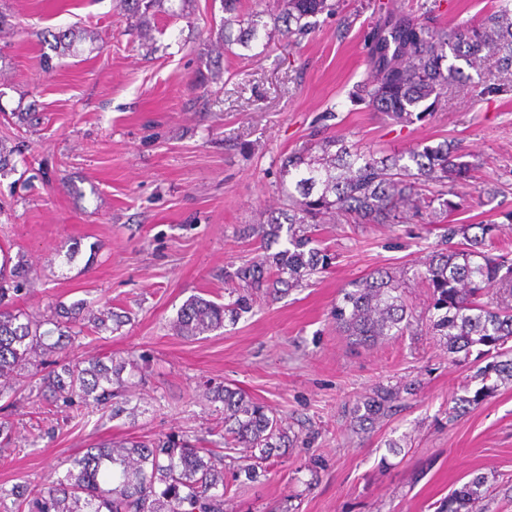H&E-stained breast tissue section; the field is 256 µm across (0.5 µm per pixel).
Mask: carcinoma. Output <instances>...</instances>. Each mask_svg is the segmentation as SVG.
Instances as JSON below:
<instances>
[{
	"instance_id": "carcinoma-1",
	"label": "carcinoma",
	"mask_w": 512,
	"mask_h": 512,
	"mask_svg": "<svg viewBox=\"0 0 512 512\" xmlns=\"http://www.w3.org/2000/svg\"><path fill=\"white\" fill-rule=\"evenodd\" d=\"M164 0H120L135 18L143 38H151L155 6ZM224 25L208 45L207 55L217 62L224 51L243 48L267 28L263 13H244L241 0H222ZM337 0H280L273 29L286 46L301 44L322 15L334 16ZM238 35H233V28ZM369 78L357 101L400 124L421 121L448 102V93L468 79L448 56L462 59L476 71L486 69L492 82L479 94L512 89V0H496L483 21L456 28L433 25L425 15L379 8L365 35ZM460 146L444 140L406 154L364 152L344 137L323 134L312 145L288 154L280 168L279 189L288 208L270 212L262 224H248L245 237L260 241L263 253L237 267L230 277L246 288L227 304L201 297L185 302L174 321L181 336H200L224 327L247 308L249 297H274L302 286L327 269L331 256L314 246L312 228L333 221L339 224H400L406 214L432 223L452 210L448 185L473 178L475 164L464 160ZM478 228L479 232L470 234ZM496 224H447L444 238H460V247L433 252L423 268L413 273L432 292L434 308L444 311L432 331L446 339L448 352L469 356L471 348L486 347L491 358L477 376L496 375L512 381V259L491 252ZM287 233L286 246L274 253L272 245ZM8 259L0 264V398L39 375L53 402L67 408L105 405L124 387L125 362L106 364L98 357L56 359L44 355L63 351L86 329L98 330L105 319L83 315L80 302L58 316V336L44 330L49 320H38L10 307L11 292L20 291L14 268L4 275ZM336 327L371 344L401 336L412 326L402 297V283L387 270H376L350 284L336 303ZM55 341H50V338ZM397 391L356 404L354 421L364 427L392 410ZM215 399L224 403L220 436L229 448H258L267 457L289 442L286 429L268 409L239 389L224 388ZM223 458L174 435L151 440L124 439L84 449L70 469L40 484L0 486V505L9 512H224ZM485 480L476 477L448 496L442 512H480Z\"/></svg>"
}]
</instances>
